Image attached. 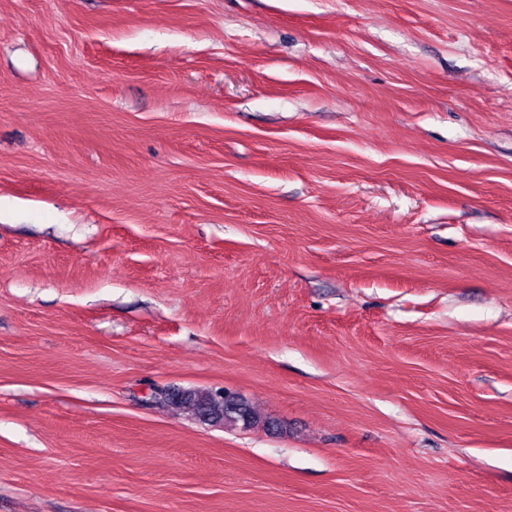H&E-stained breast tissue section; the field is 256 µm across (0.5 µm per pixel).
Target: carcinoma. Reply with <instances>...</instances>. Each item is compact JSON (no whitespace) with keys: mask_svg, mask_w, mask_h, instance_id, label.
Segmentation results:
<instances>
[{"mask_svg":"<svg viewBox=\"0 0 512 512\" xmlns=\"http://www.w3.org/2000/svg\"><path fill=\"white\" fill-rule=\"evenodd\" d=\"M159 403L174 409H186L199 421L210 425L251 427L258 417L249 403L238 395L220 398L214 390L173 389L158 396Z\"/></svg>","mask_w":512,"mask_h":512,"instance_id":"obj_1","label":"carcinoma"}]
</instances>
